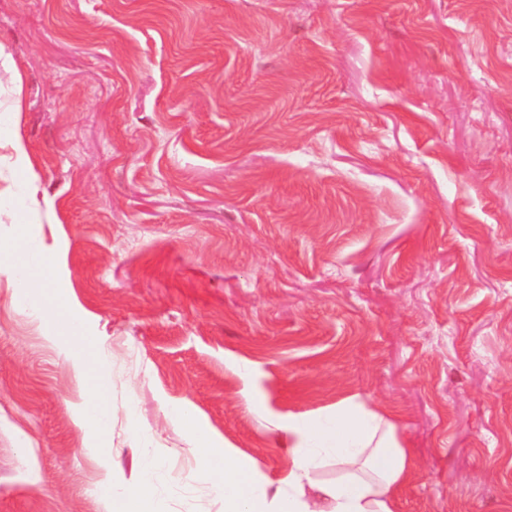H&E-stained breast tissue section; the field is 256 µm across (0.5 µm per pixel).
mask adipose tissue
<instances>
[{"label": "adipose tissue", "mask_w": 512, "mask_h": 512, "mask_svg": "<svg viewBox=\"0 0 512 512\" xmlns=\"http://www.w3.org/2000/svg\"><path fill=\"white\" fill-rule=\"evenodd\" d=\"M25 110L20 86H0V148L9 147L13 158L9 185L0 191V218L26 223L37 202L39 180L26 147L15 131L16 119ZM10 267L30 316L44 319L47 312L82 323L88 314L68 292H60L57 262L45 252L20 245L9 255ZM52 344L63 346L78 379L96 374L111 376L112 360L103 344L81 350L69 339L52 336ZM107 407L102 393L86 389L75 407L79 425L97 420L89 431L87 446L103 448ZM287 433L288 475L285 488H273L259 478L256 463L231 447L214 448L201 476L224 496V512H398L402 490L410 480L412 456L387 411L353 395L335 407L307 416L291 417L277 425ZM335 465L334 478H322L327 465ZM160 460L150 452L140 459V479L133 486L115 485L104 474L95 491L106 512H124L133 502L134 512H156Z\"/></svg>", "instance_id": "1"}]
</instances>
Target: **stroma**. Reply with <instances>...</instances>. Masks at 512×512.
Segmentation results:
<instances>
[{
    "instance_id": "obj_1",
    "label": "stroma",
    "mask_w": 512,
    "mask_h": 512,
    "mask_svg": "<svg viewBox=\"0 0 512 512\" xmlns=\"http://www.w3.org/2000/svg\"><path fill=\"white\" fill-rule=\"evenodd\" d=\"M0 43L40 182L0 249L90 314L32 319L0 268V512H102L85 386L117 483L164 462L160 512H224L210 442L278 481L275 422L354 394L412 451L399 512H512V0H0ZM59 336H49L48 339L54 345L63 346L64 352L71 361L72 370L79 380L88 378L91 374L112 376V360L102 343L91 346L88 354L85 355L72 341Z\"/></svg>"
}]
</instances>
